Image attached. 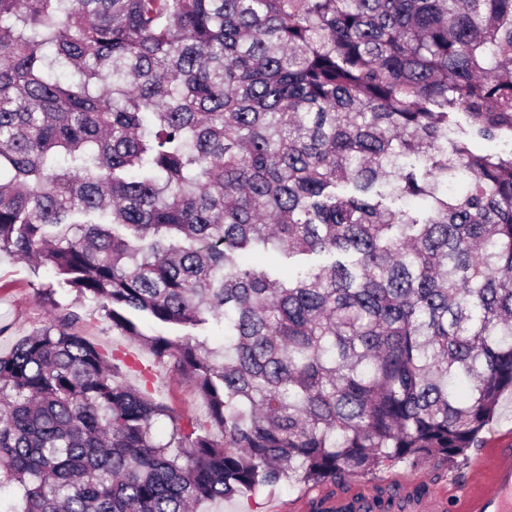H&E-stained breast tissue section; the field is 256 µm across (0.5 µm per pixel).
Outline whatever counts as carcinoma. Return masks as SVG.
<instances>
[{"instance_id": "cac0c4a2", "label": "carcinoma", "mask_w": 512, "mask_h": 512, "mask_svg": "<svg viewBox=\"0 0 512 512\" xmlns=\"http://www.w3.org/2000/svg\"><path fill=\"white\" fill-rule=\"evenodd\" d=\"M268 251L321 261L285 280ZM1 252L208 410L61 328L21 337L5 512L451 467L512 392V0H0Z\"/></svg>"}]
</instances>
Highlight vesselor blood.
<instances>
[{"instance_id":"b4317fda","label":"vessel or blood","mask_w":512,"mask_h":512,"mask_svg":"<svg viewBox=\"0 0 512 512\" xmlns=\"http://www.w3.org/2000/svg\"><path fill=\"white\" fill-rule=\"evenodd\" d=\"M489 470L490 480L479 491L465 497L468 512H512V440L493 448L490 455H477L473 472ZM323 512H370L374 496L353 489L339 490L320 500ZM397 503L402 512H448V497L437 493L429 497L403 495Z\"/></svg>"}]
</instances>
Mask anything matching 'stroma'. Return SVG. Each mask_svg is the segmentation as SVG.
<instances>
[{"label": "stroma", "instance_id": "obj_1", "mask_svg": "<svg viewBox=\"0 0 512 512\" xmlns=\"http://www.w3.org/2000/svg\"><path fill=\"white\" fill-rule=\"evenodd\" d=\"M64 318L69 319L72 332L133 364V371L126 376L129 384L147 383L154 397L166 402L175 415L206 421L203 400L192 385L172 376L166 365L155 361L144 346L113 329L96 300L80 297L46 268L36 269L29 262L1 254L0 353L10 351L21 337L35 334ZM471 462L468 455L459 458L451 468L439 465L434 459L414 465L398 462L362 476L360 483L372 487L386 478L407 479L419 474L429 487L447 491L448 512H464L459 486L469 480ZM315 491L312 485L283 482L253 494L201 505L199 512H289L290 501Z\"/></svg>", "mask_w": 512, "mask_h": 512}]
</instances>
